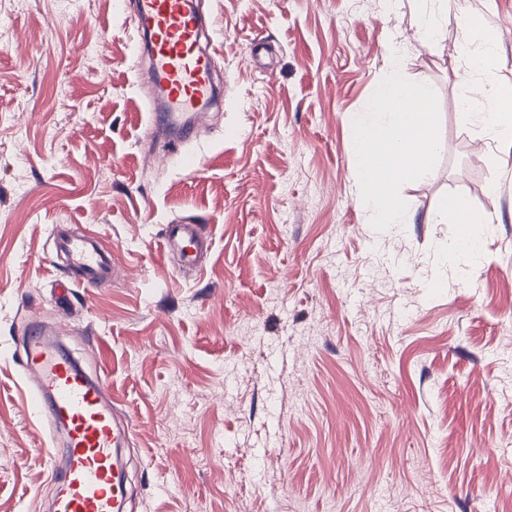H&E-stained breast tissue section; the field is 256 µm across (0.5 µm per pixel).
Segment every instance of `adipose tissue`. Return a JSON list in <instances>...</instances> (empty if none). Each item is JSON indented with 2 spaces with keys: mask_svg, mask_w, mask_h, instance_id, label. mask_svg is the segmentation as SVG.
<instances>
[{
  "mask_svg": "<svg viewBox=\"0 0 512 512\" xmlns=\"http://www.w3.org/2000/svg\"><path fill=\"white\" fill-rule=\"evenodd\" d=\"M498 62L491 52H483L473 61L475 72L484 76L483 81H464L460 87L459 98L464 106L480 101L485 105L480 115L481 125L493 135L503 140L512 139V85L492 80L491 72ZM437 221L441 224H463L467 227L459 249L470 261H478L482 252L480 228L492 223L493 215L489 210L473 208L468 201L456 204L440 202L437 209Z\"/></svg>",
  "mask_w": 512,
  "mask_h": 512,
  "instance_id": "ef3b65f1",
  "label": "adipose tissue"
}]
</instances>
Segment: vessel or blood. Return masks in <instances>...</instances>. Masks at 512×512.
<instances>
[{"label":"vessel or blood","mask_w":512,"mask_h":512,"mask_svg":"<svg viewBox=\"0 0 512 512\" xmlns=\"http://www.w3.org/2000/svg\"><path fill=\"white\" fill-rule=\"evenodd\" d=\"M134 18L143 39L141 54L159 90L147 103L142 135L150 139L160 129H171L179 148L194 141L215 100L211 20L200 15L195 0H134ZM55 240L80 273L55 281L61 300H69L74 287L95 288L114 276L110 250L88 232L60 230ZM208 247L206 234L193 222H171L161 235L163 253L177 256L182 272L196 269ZM19 361L28 409L50 432L62 434L61 455L49 459L56 484L49 512H125L127 479L118 450L129 429L118 422L105 381L61 352L41 324L23 338Z\"/></svg>","instance_id":"b4317fda"}]
</instances>
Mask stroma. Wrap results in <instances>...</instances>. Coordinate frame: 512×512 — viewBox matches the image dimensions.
Returning a JSON list of instances; mask_svg holds the SVG:
<instances>
[{
  "mask_svg": "<svg viewBox=\"0 0 512 512\" xmlns=\"http://www.w3.org/2000/svg\"><path fill=\"white\" fill-rule=\"evenodd\" d=\"M200 3L224 110L192 174L140 137L129 0H0V512L55 493L16 355L36 321L132 423L130 512H512V145L457 103L458 49L482 42L451 13L425 42L412 0ZM465 6L512 81V0ZM393 40L437 95L442 148L401 189L411 223L378 232L346 116ZM448 195L495 213L470 275L447 260L463 225L434 221ZM178 218L204 222L203 271L160 253ZM55 224L92 230L120 270L65 312Z\"/></svg>",
  "mask_w": 512,
  "mask_h": 512,
  "instance_id": "1",
  "label": "stroma"
}]
</instances>
